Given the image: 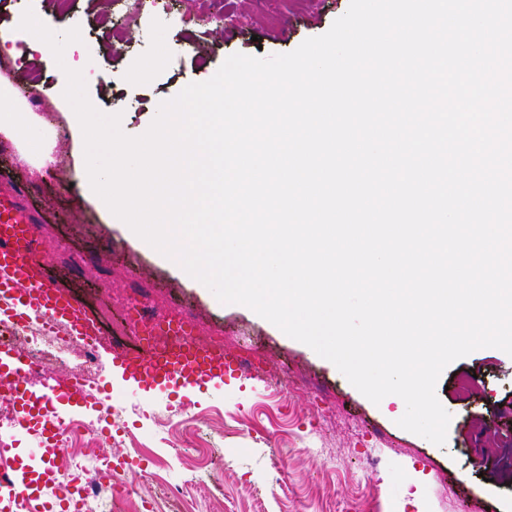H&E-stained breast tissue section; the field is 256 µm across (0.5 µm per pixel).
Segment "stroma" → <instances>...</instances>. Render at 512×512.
<instances>
[{
	"label": "stroma",
	"instance_id": "stroma-1",
	"mask_svg": "<svg viewBox=\"0 0 512 512\" xmlns=\"http://www.w3.org/2000/svg\"><path fill=\"white\" fill-rule=\"evenodd\" d=\"M223 8L220 23L210 20ZM349 0H167L165 9L130 14L112 0H0V27L19 16L51 12L60 31L79 27L75 56L95 55L98 76L87 95L101 112L121 113L130 136L147 131L157 106L187 85L210 79L235 53L262 58L295 50L326 33ZM42 72L36 104L19 95L56 159L51 171L21 160L20 146L0 134V193L14 191L37 221L52 273L98 315L102 353L128 330L114 294L146 297L160 311L189 312L197 342L223 337L227 359L254 345L263 361L251 374L224 377L223 398L199 393L180 409L179 393L156 408L152 395L131 396L111 366L99 383L128 407L102 460L135 454L137 510L114 499L112 512H177L166 486L191 473L193 512H512V356L482 348L450 363L436 396L450 413L447 441L437 446L398 426L403 403L375 404L305 344L239 304H222L200 282L134 244L99 201L85 193L84 144L72 133L52 53L21 63L0 57V76ZM110 74L104 84L101 74ZM290 386L281 389L280 376ZM224 451L217 478L196 438Z\"/></svg>",
	"mask_w": 512,
	"mask_h": 512
}]
</instances>
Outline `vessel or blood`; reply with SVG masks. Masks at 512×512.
<instances>
[{
	"label": "vessel or blood",
	"instance_id": "b4317fda",
	"mask_svg": "<svg viewBox=\"0 0 512 512\" xmlns=\"http://www.w3.org/2000/svg\"><path fill=\"white\" fill-rule=\"evenodd\" d=\"M48 267V255L38 242L31 218L15 197L0 196V331L61 325L89 340L91 348H98L99 331L90 315L62 289ZM112 365L129 383L131 395L162 394L177 388L187 403L203 390L223 394L228 368L223 353L189 339L182 350L159 356L149 352L134 355L113 347ZM28 372L26 358L9 343L0 341V380L8 382L7 395L22 417L20 432L35 443L30 471L0 475V497L13 495L16 512H57L55 502L31 494L30 489L38 483L73 486V477L65 475L56 463L63 431L74 413L91 411L105 416L111 393L105 388L86 389L69 380L59 384V401L50 406L31 388ZM18 487L25 488V496H14Z\"/></svg>",
	"mask_w": 512,
	"mask_h": 512
}]
</instances>
